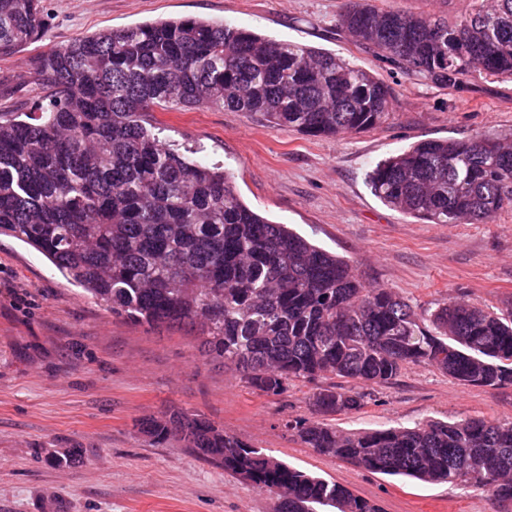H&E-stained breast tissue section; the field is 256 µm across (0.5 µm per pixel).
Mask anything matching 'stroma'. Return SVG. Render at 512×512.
Listing matches in <instances>:
<instances>
[{
	"label": "stroma",
	"mask_w": 512,
	"mask_h": 512,
	"mask_svg": "<svg viewBox=\"0 0 512 512\" xmlns=\"http://www.w3.org/2000/svg\"><path fill=\"white\" fill-rule=\"evenodd\" d=\"M345 0H43V38L0 56V110L23 112L37 94L32 59L73 39L145 21L226 22L276 40L327 50L395 90L379 127L310 137L222 108L149 113L161 136L223 163L254 211L343 256L366 287L392 289L416 312L448 299L489 309L512 302V208L479 224H428L376 198L367 174L423 140L512 133V81L470 78L443 89L380 62L336 27ZM327 375L273 396L201 349L187 326L148 327L82 296L39 253L0 236V512H274V494L194 456L173 438L152 443L138 425L175 410L294 467L348 487L382 512H512L475 488L372 473L306 448L289 420L313 417L316 388L348 387ZM363 408L325 416L343 431L438 418L512 419V385L464 386L435 369L406 366L371 386ZM82 451L80 462L56 455Z\"/></svg>",
	"instance_id": "obj_1"
}]
</instances>
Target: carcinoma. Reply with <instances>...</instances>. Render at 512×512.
<instances>
[{"label": "carcinoma", "instance_id": "obj_1", "mask_svg": "<svg viewBox=\"0 0 512 512\" xmlns=\"http://www.w3.org/2000/svg\"><path fill=\"white\" fill-rule=\"evenodd\" d=\"M459 20L349 0L336 20L359 46L441 88L512 79V0H472ZM42 0H0V56L44 32ZM28 112L0 111V235L43 255L69 282L137 324L189 325L205 353L266 394L332 374L384 385L406 366L464 386L512 384V307L448 300L417 314L367 288L349 262L240 197L218 163L159 138L146 113L198 106L252 112L272 126L339 136L389 120L395 96L334 53L220 22H145L77 38L30 63ZM386 205L429 224L482 223L512 207V141H421L367 174ZM368 394L319 388L318 411L359 410ZM308 448L371 472L476 487L512 500V420H429L343 433L295 419ZM155 444L179 438L203 460L278 497L276 512H381L314 476L174 411L145 419Z\"/></svg>", "mask_w": 512, "mask_h": 512}]
</instances>
